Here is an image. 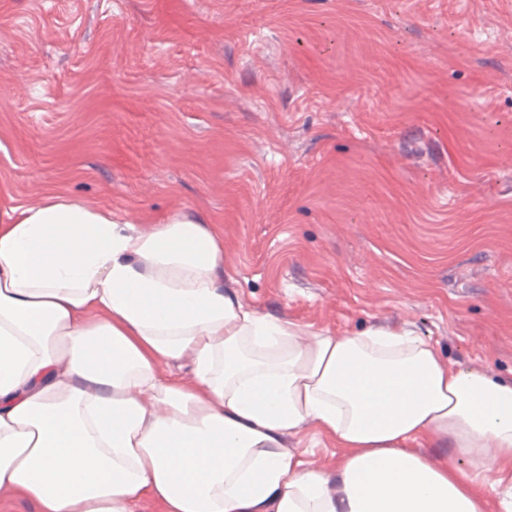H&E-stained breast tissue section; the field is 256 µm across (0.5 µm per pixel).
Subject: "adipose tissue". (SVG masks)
Segmentation results:
<instances>
[{
    "label": "adipose tissue",
    "instance_id": "obj_1",
    "mask_svg": "<svg viewBox=\"0 0 512 512\" xmlns=\"http://www.w3.org/2000/svg\"><path fill=\"white\" fill-rule=\"evenodd\" d=\"M346 452L284 448L307 423ZM36 512H512V380L410 330L245 306L218 225L63 195L0 219V499Z\"/></svg>",
    "mask_w": 512,
    "mask_h": 512
}]
</instances>
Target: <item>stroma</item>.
Returning <instances> with one entry per match:
<instances>
[{
    "label": "stroma",
    "mask_w": 512,
    "mask_h": 512,
    "mask_svg": "<svg viewBox=\"0 0 512 512\" xmlns=\"http://www.w3.org/2000/svg\"><path fill=\"white\" fill-rule=\"evenodd\" d=\"M50 194L201 217L257 313L511 379L512 0H0V207Z\"/></svg>",
    "instance_id": "35a3bbf8"
}]
</instances>
